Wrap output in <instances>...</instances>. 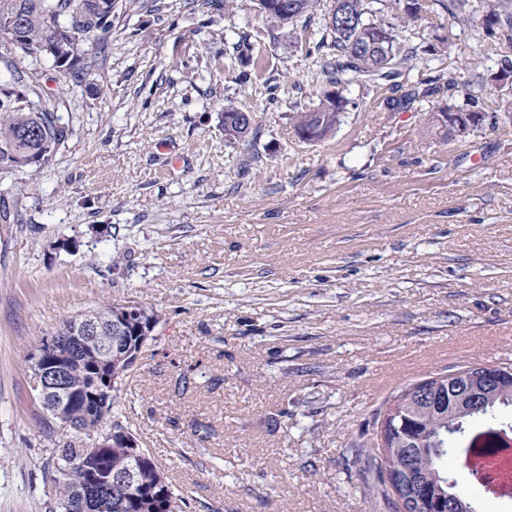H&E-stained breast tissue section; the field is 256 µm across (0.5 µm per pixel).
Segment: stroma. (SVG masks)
<instances>
[{
    "instance_id": "obj_1",
    "label": "stroma",
    "mask_w": 512,
    "mask_h": 512,
    "mask_svg": "<svg viewBox=\"0 0 512 512\" xmlns=\"http://www.w3.org/2000/svg\"><path fill=\"white\" fill-rule=\"evenodd\" d=\"M297 25L254 0H123L80 80L50 62L68 139L39 173L0 178V512H46L50 415L29 356L115 302L159 321L112 416L182 512H391L351 447L408 385L512 355V125L441 142L447 92L387 105L375 84L317 143L295 108L321 86ZM412 44L469 61L482 94L499 42L425 14ZM290 92H283V85ZM256 131L224 136V113ZM478 512H512L466 461Z\"/></svg>"
}]
</instances>
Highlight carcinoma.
I'll list each match as a JSON object with an SVG mask.
<instances>
[{"label":"carcinoma","instance_id":"obj_1","mask_svg":"<svg viewBox=\"0 0 512 512\" xmlns=\"http://www.w3.org/2000/svg\"><path fill=\"white\" fill-rule=\"evenodd\" d=\"M401 0H300V9L283 19L277 13L265 15L274 25L293 22L318 6L324 7L320 37L306 38L310 44L307 56L321 62L324 89L317 93L318 103L296 113L295 132L315 143L330 136L339 116L356 103L345 95L351 86L365 79L390 82L392 96L387 103L398 106L416 93L396 96L402 85L396 82L406 71L419 68L427 86L425 92H460L463 102L448 104L430 114L427 131L446 142L471 132L489 122L496 127L497 116L490 113L487 98L472 89L469 80L445 78V72L430 66L438 50L432 44L407 46L405 33L419 19L420 11L403 10ZM119 0H0V65L11 74V81L0 84V174L28 168L40 171L49 164L64 145L67 130L56 115L60 96L45 93L38 66L48 60L64 76L80 77L87 68L91 51H102L112 29V15ZM440 6L448 17L462 26L478 27L489 38L512 47V0H424L423 9ZM98 329V345L112 349V332L106 310L94 309L78 317ZM108 371L99 365L91 352L71 365L69 384L80 395L79 400L62 406L54 416L59 424L88 433L105 427L119 426L110 420L112 406L119 398L121 383H107ZM412 432L421 436L407 449L420 472L436 479L442 490H451L465 504L466 512H477L470 501L456 488L446 487L451 481L448 459L456 451L448 431V402L434 409L422 408L408 415ZM53 444L49 463L56 466L54 502H70L78 496V488L68 475L72 459L85 455L75 440H62L56 432L49 433ZM367 469L375 471L372 490L390 499L384 478L383 464L376 457H366ZM132 468L136 487H110L112 512H178L180 501L172 484L154 459L142 448H130L119 438L90 456L91 472L100 466Z\"/></svg>","mask_w":512,"mask_h":512}]
</instances>
